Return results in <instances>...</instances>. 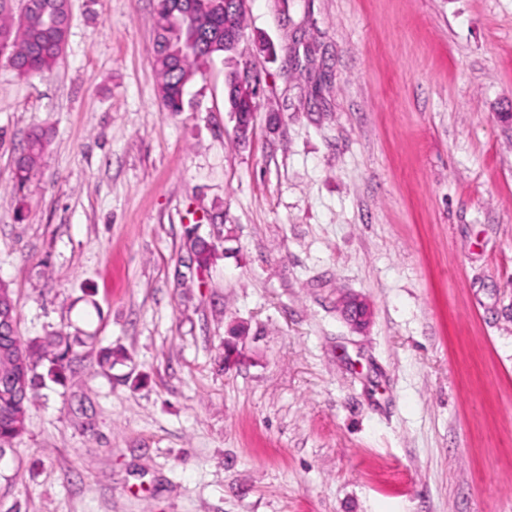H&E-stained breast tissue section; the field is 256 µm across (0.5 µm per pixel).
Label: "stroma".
<instances>
[{"label":"stroma","mask_w":512,"mask_h":512,"mask_svg":"<svg viewBox=\"0 0 512 512\" xmlns=\"http://www.w3.org/2000/svg\"><path fill=\"white\" fill-rule=\"evenodd\" d=\"M71 9L0 59V283L115 362L36 389L0 512H512V0H248L179 112L154 0ZM46 134L42 130H34L28 136L27 145L16 158L13 178L19 186L24 185L42 158L47 146Z\"/></svg>","instance_id":"1"}]
</instances>
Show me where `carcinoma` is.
Wrapping results in <instances>:
<instances>
[{"label":"carcinoma","instance_id":"1","mask_svg":"<svg viewBox=\"0 0 512 512\" xmlns=\"http://www.w3.org/2000/svg\"><path fill=\"white\" fill-rule=\"evenodd\" d=\"M14 0H0V58L18 75L27 77L51 69L63 54L71 27L70 0H24L14 13ZM180 0H156L154 61L161 75L159 97L168 112H180L188 85L204 72L224 47V35L245 30V11H182ZM239 75L227 79L229 107L249 111L240 100ZM47 146L46 134L34 130L16 158L13 178L20 186L30 178ZM0 314L17 322L12 291L0 284ZM70 337L61 334L34 337H0V456L26 429L27 407L38 384L60 382L73 360Z\"/></svg>","mask_w":512,"mask_h":512}]
</instances>
